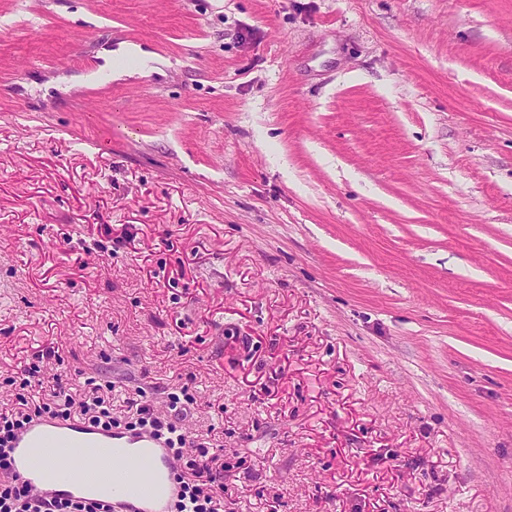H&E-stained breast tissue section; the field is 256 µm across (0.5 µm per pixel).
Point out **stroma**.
Segmentation results:
<instances>
[{
    "label": "stroma",
    "mask_w": 512,
    "mask_h": 512,
    "mask_svg": "<svg viewBox=\"0 0 512 512\" xmlns=\"http://www.w3.org/2000/svg\"><path fill=\"white\" fill-rule=\"evenodd\" d=\"M1 22L0 405L47 351L118 418L188 389L224 512H512V0Z\"/></svg>",
    "instance_id": "stroma-1"
}]
</instances>
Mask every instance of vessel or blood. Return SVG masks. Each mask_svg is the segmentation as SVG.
I'll list each match as a JSON object with an SVG mask.
<instances>
[{
  "label": "vessel or blood",
  "mask_w": 512,
  "mask_h": 512,
  "mask_svg": "<svg viewBox=\"0 0 512 512\" xmlns=\"http://www.w3.org/2000/svg\"><path fill=\"white\" fill-rule=\"evenodd\" d=\"M107 449L115 479L106 501L111 512H169L180 487L164 439L146 431L106 429L83 419L37 418L10 444L13 473L33 494L92 502L85 475Z\"/></svg>",
  "instance_id": "obj_1"
}]
</instances>
